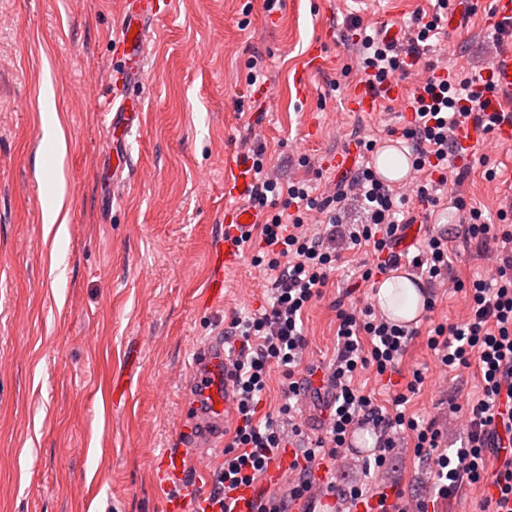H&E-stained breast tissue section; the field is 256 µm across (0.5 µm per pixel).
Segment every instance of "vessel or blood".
Returning <instances> with one entry per match:
<instances>
[{
    "mask_svg": "<svg viewBox=\"0 0 512 512\" xmlns=\"http://www.w3.org/2000/svg\"><path fill=\"white\" fill-rule=\"evenodd\" d=\"M173 0H123L116 60L110 78L116 87H139L144 82L148 30L152 24L170 14ZM487 30L502 33L509 39L502 47L490 70L494 91L489 94V106L502 110L512 106V0H494V7L484 20ZM402 85L390 82L371 89L360 84L348 96L346 106L353 112L376 111L382 99H406ZM103 109L112 118L107 131L112 137L116 160L112 167V186L120 188L122 173L130 164L125 141L134 129L141 126V106L128 99L111 95L105 97ZM252 165L237 159L230 178L225 183L228 195L243 199L253 189ZM228 219L223 235L215 238L210 251V269L206 293L219 299L224 295V270L232 265L238 254L237 240L249 226L258 224L257 212L236 206L226 208ZM239 345H226L223 333H216L198 346L192 359V370L185 382V392L191 413L178 429L180 449L164 452L156 462L159 481L168 483L182 478L193 470L196 479H210L207 451L222 441L225 429L236 410L235 371L229 355L239 352Z\"/></svg>",
    "mask_w": 512,
    "mask_h": 512,
    "instance_id": "1",
    "label": "vessel or blood"
}]
</instances>
